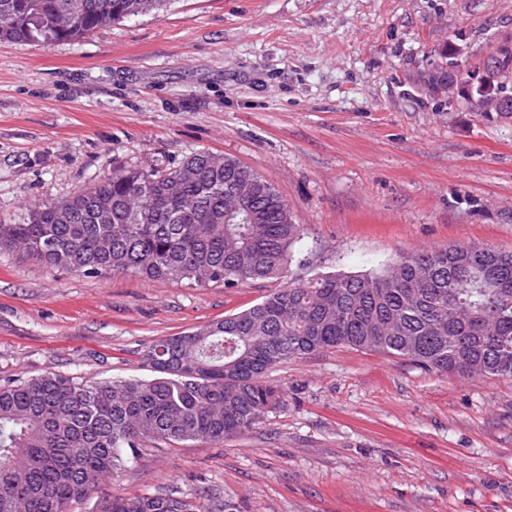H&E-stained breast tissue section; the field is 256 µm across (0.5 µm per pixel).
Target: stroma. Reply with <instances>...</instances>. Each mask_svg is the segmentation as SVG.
<instances>
[{
  "label": "stroma",
  "instance_id": "obj_1",
  "mask_svg": "<svg viewBox=\"0 0 512 512\" xmlns=\"http://www.w3.org/2000/svg\"><path fill=\"white\" fill-rule=\"evenodd\" d=\"M512 0H172L76 41L0 43V224L208 150L278 191L304 236L290 270L512 251V119L421 90L435 51L478 65ZM237 288L86 277L0 251V380L146 377L155 340L261 301ZM284 403L216 445L143 442L73 512L115 494L203 495L224 512H512V379L462 378L340 346L266 375Z\"/></svg>",
  "mask_w": 512,
  "mask_h": 512
}]
</instances>
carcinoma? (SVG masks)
<instances>
[{
	"instance_id": "carcinoma-1",
	"label": "carcinoma",
	"mask_w": 512,
	"mask_h": 512,
	"mask_svg": "<svg viewBox=\"0 0 512 512\" xmlns=\"http://www.w3.org/2000/svg\"><path fill=\"white\" fill-rule=\"evenodd\" d=\"M170 0H0V42L77 40ZM479 81L419 74L473 112L512 117V38L491 46ZM249 216L224 219V194ZM153 212L141 224L138 213ZM277 190L238 161L198 151L173 167H116L21 224H0V250L88 277L130 273L235 288L275 282L263 300L159 339L153 376L91 381L56 373L0 382V512H71L145 440L211 444L243 435L282 403L273 366L339 346L407 358L459 377L512 378V252L469 244L402 254L379 273L290 275L302 240ZM107 512H209L172 494L114 495Z\"/></svg>"
}]
</instances>
